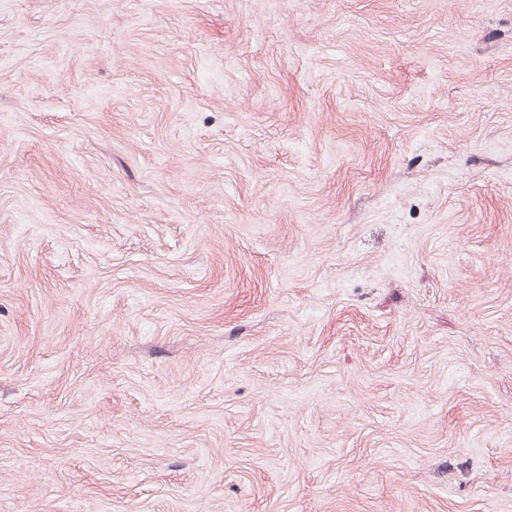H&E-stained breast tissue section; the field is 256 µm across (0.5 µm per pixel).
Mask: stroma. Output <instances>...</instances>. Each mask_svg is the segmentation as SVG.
I'll return each instance as SVG.
<instances>
[{
  "label": "stroma",
  "mask_w": 512,
  "mask_h": 512,
  "mask_svg": "<svg viewBox=\"0 0 512 512\" xmlns=\"http://www.w3.org/2000/svg\"><path fill=\"white\" fill-rule=\"evenodd\" d=\"M0 512H512V0H0Z\"/></svg>",
  "instance_id": "stroma-1"
}]
</instances>
